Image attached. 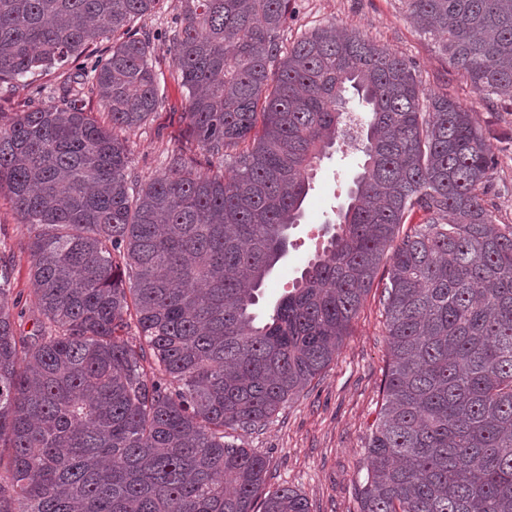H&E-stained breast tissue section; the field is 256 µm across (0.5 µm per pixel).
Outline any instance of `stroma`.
I'll return each instance as SVG.
<instances>
[{"instance_id": "35a3bbf8", "label": "stroma", "mask_w": 512, "mask_h": 512, "mask_svg": "<svg viewBox=\"0 0 512 512\" xmlns=\"http://www.w3.org/2000/svg\"><path fill=\"white\" fill-rule=\"evenodd\" d=\"M173 11L161 0L141 25L154 37V64L167 96L165 108L147 125L124 132L133 179L146 182L163 169L168 152L184 151L205 173H230L234 156L216 162L189 140L184 120L185 95L174 71L165 34ZM356 31L379 47L413 63L417 77L432 92L446 93L492 130L497 163L491 172L496 193L489 207L497 223L512 224V107L492 105L448 62L438 43L409 18L403 0H292L282 33L291 44L305 32L327 24ZM361 162L355 144L336 143L318 165L303 204V217L289 232L287 254L266 278L254 312L268 321L283 289L325 246L327 227L348 197ZM35 234L23 223L8 194L0 195V262L12 271L19 301L14 318L32 334L39 313L32 301L29 243ZM386 269H379L334 362L294 402L261 429L237 431L230 438L254 449L267 464L266 485L288 486L308 501L309 512H360V489L367 476L366 447L382 403L380 392L388 363L385 318L380 303Z\"/></svg>"}]
</instances>
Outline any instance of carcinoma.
<instances>
[{
	"instance_id": "cac0c4a2",
	"label": "carcinoma",
	"mask_w": 512,
	"mask_h": 512,
	"mask_svg": "<svg viewBox=\"0 0 512 512\" xmlns=\"http://www.w3.org/2000/svg\"><path fill=\"white\" fill-rule=\"evenodd\" d=\"M158 2L0 0V84L116 39L0 113V190L37 229L43 317L36 338L18 331L0 265V512H309L224 431L264 426L321 375L384 261L390 362L360 512H512V225L487 206L489 138L355 32L283 47L291 0H174L189 134L220 163L245 149L229 178L175 150L133 183L121 133L166 104L153 37L134 27ZM405 4L484 99L512 104V0ZM92 98L112 128L84 110ZM341 138L362 139L364 162L329 246L257 326Z\"/></svg>"
}]
</instances>
